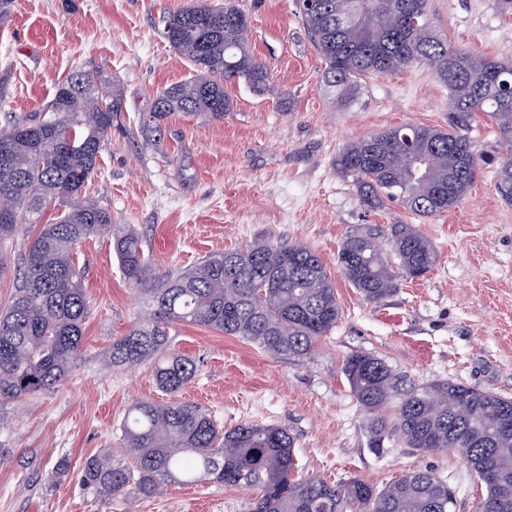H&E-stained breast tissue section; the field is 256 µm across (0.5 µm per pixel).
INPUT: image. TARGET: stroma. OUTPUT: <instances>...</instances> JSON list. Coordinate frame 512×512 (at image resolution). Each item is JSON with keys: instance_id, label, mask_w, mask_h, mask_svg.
Wrapping results in <instances>:
<instances>
[{"instance_id": "1", "label": "stroma", "mask_w": 512, "mask_h": 512, "mask_svg": "<svg viewBox=\"0 0 512 512\" xmlns=\"http://www.w3.org/2000/svg\"><path fill=\"white\" fill-rule=\"evenodd\" d=\"M192 0H14L0 21V127L33 115L73 70L111 76L124 97L86 193L133 226L159 271L187 269L206 254L257 240L303 243L329 271L342 310L311 355L274 357L210 328L171 330L169 351L195 360L177 401L209 411L224 427L278 424L295 438L305 472L332 484L354 478L383 487L428 468L455 491L451 512H477L482 496L449 451L422 453L397 441L370 444L366 414L343 372L364 352L422 384L448 379L512 398V205L496 189L507 151L488 118L468 136L478 175L449 211L421 217L396 203L364 206L336 168L349 143L387 128L448 123V89L426 65L362 77L338 105L322 88L326 64L313 48L295 0H236L251 17L249 44L271 73L269 92L234 83L222 120L171 116L144 135L150 94L189 78L190 63L158 30L164 13ZM436 35L453 47L512 62V13L498 0H429ZM364 224H411L435 247L424 277L369 303L341 275L342 240ZM111 233L76 247L90 302L84 352L56 388L0 406V512H250L251 490L215 483L167 484L150 496L102 499L81 483L93 455L122 460L120 424L138 401H166L148 364L108 368L114 338L144 312L125 281Z\"/></svg>"}]
</instances>
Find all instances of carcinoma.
Returning <instances> with one entry per match:
<instances>
[{"mask_svg":"<svg viewBox=\"0 0 512 512\" xmlns=\"http://www.w3.org/2000/svg\"><path fill=\"white\" fill-rule=\"evenodd\" d=\"M353 0H313L299 6L311 43L326 63L324 88L349 104L362 77L427 65L448 88V128L402 125L348 144L336 168L357 184L360 200L377 209L397 202L431 216L453 208L479 168L465 131L479 115L496 124L509 153L497 167V190L512 205V63L454 49L435 34L428 0H368L378 21L339 23ZM161 29L187 59L193 75L149 96L140 117L146 134L162 131L174 114L222 120L232 101L224 91L243 83L261 94L270 73L248 45L250 15L232 0H205L169 12ZM123 98L112 80L75 70L55 83L41 113L0 129V196L12 201L0 219V241L24 224L58 216L25 246L21 285L0 311V404L48 391L63 382L83 350L89 302L75 246L112 231V217L86 197ZM422 154L426 175L403 157V135ZM120 269L146 299L144 314L112 341L114 366L148 362L158 387L171 395L197 373L196 362L167 353L170 329L191 323L255 345L273 356L305 357L340 319L336 289L320 255L305 244L258 240L214 252L182 272H159L137 231L113 239ZM437 259L412 224L365 226L347 235L337 253L344 278L368 302L391 295L399 281L421 278ZM344 373L369 416L370 444L395 437L408 448L465 450L462 462L485 486L477 512H512V398L449 380L416 384L384 359L348 356ZM128 463L106 456L85 460L81 481L103 497L150 495L160 482H213L258 491L253 512H448L453 492L430 469L412 471L378 489L355 478L330 485L303 474L294 438L275 424L243 422L230 429L190 404L138 402L121 425Z\"/></svg>","mask_w":512,"mask_h":512,"instance_id":"obj_1","label":"carcinoma"}]
</instances>
